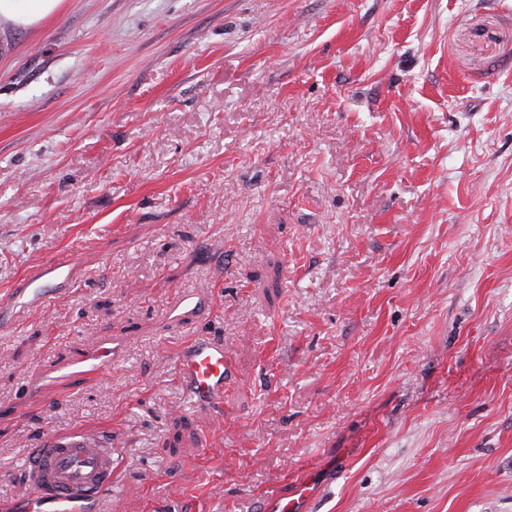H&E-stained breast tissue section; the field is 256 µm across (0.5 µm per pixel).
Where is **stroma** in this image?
Returning a JSON list of instances; mask_svg holds the SVG:
<instances>
[{
  "label": "stroma",
  "instance_id": "stroma-1",
  "mask_svg": "<svg viewBox=\"0 0 512 512\" xmlns=\"http://www.w3.org/2000/svg\"><path fill=\"white\" fill-rule=\"evenodd\" d=\"M0 512L112 433V512H512V0H63L0 24ZM198 315L170 323L186 291ZM223 339L224 420L171 358ZM96 379L53 372L93 337ZM75 266L68 260H49L27 272L13 292L23 300L28 310H38L50 303L44 288H39L46 281L68 285L72 282ZM110 361H112V337L99 336L90 343L88 356L79 363L82 365L76 373L81 376L90 375ZM309 493V487L305 484L296 485L291 492L282 493L279 490L273 491L267 496L262 512H297L299 500H302Z\"/></svg>",
  "mask_w": 512,
  "mask_h": 512
}]
</instances>
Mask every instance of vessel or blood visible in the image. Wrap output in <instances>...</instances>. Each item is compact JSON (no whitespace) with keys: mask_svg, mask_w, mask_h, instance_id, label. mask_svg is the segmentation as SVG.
Segmentation results:
<instances>
[{"mask_svg":"<svg viewBox=\"0 0 512 512\" xmlns=\"http://www.w3.org/2000/svg\"><path fill=\"white\" fill-rule=\"evenodd\" d=\"M74 266L66 260H49L27 272L15 289L27 309L37 310L50 302L43 284H70ZM223 340L192 336L184 341L174 358L179 384L197 406L209 407L215 419H222L224 384L231 370L226 362ZM112 359V339L96 338L78 373L87 376ZM112 434L79 433L70 437H47L30 449L22 463L17 498L25 512H101L112 496ZM309 492L299 484L287 493L273 491L262 512H297L300 500Z\"/></svg>","mask_w":512,"mask_h":512,"instance_id":"1","label":"vessel or blood"}]
</instances>
